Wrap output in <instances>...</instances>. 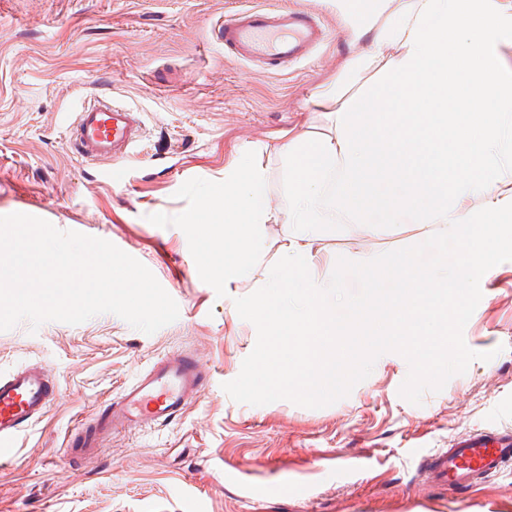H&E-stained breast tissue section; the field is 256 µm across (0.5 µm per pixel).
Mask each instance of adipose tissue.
Returning <instances> with one entry per match:
<instances>
[{
  "label": "adipose tissue",
  "instance_id": "adipose-tissue-1",
  "mask_svg": "<svg viewBox=\"0 0 512 512\" xmlns=\"http://www.w3.org/2000/svg\"><path fill=\"white\" fill-rule=\"evenodd\" d=\"M496 0H336L352 42L365 53L344 60L314 106L364 84L353 111L337 115L336 136H289L277 155L288 204L272 207L269 171L253 149L224 168L200 227L208 267L231 284L261 255L260 227L285 224L291 239L263 293L244 300L239 315L265 334L240 378L248 393H272L304 378L330 390L341 384L326 356L345 325L332 311L342 283L312 273L319 229L338 224L422 225L440 243H463L456 264L437 258L417 270L412 253L394 251L386 266L395 284L372 290L351 306L368 336L388 342L424 319L447 315L450 304L496 252L512 247V67L498 51ZM480 209H471V201ZM306 309L288 308L289 289Z\"/></svg>",
  "mask_w": 512,
  "mask_h": 512
}]
</instances>
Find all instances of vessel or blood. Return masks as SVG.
<instances>
[{"instance_id": "vessel-or-blood-1", "label": "vessel or blood", "mask_w": 512, "mask_h": 512, "mask_svg": "<svg viewBox=\"0 0 512 512\" xmlns=\"http://www.w3.org/2000/svg\"><path fill=\"white\" fill-rule=\"evenodd\" d=\"M217 41L234 57L280 70L306 58L328 37L318 18L305 10L264 6L225 15L214 25ZM141 136L133 110L97 97L91 98L68 128L67 139L77 155L91 161H124ZM205 366L189 353L155 362L123 389L119 400L91 419L81 438L70 442L69 455L90 459L103 438L123 423L138 426L169 424L203 389ZM56 384L39 363L0 376V458L12 450L20 430L39 419L56 394ZM512 464V432L504 439L475 437L455 442L435 453L423 467L430 482H447L465 492Z\"/></svg>"}]
</instances>
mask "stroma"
<instances>
[{
	"instance_id": "35a3bbf8",
	"label": "stroma",
	"mask_w": 512,
	"mask_h": 512,
	"mask_svg": "<svg viewBox=\"0 0 512 512\" xmlns=\"http://www.w3.org/2000/svg\"><path fill=\"white\" fill-rule=\"evenodd\" d=\"M273 3L314 13L328 39L277 73L213 40L221 16ZM360 51L327 0H0V216L112 242L179 307L150 335L111 313L0 331V372L40 363L59 384L0 462V512H427L429 502L449 512L455 492L425 484L421 461L462 436L512 431V248L449 311L433 358L376 345L336 392L293 381L259 396L242 392L239 375L260 331L237 307L278 263L288 230L266 225L260 260L228 288L182 222L245 147L262 151L272 201L284 205L281 135L335 133L331 107L309 97ZM96 95L144 122L120 182L105 181V162L80 159L65 138ZM318 248L339 258L334 272L352 297L368 288L355 256L406 250L423 268L437 255L414 224L354 226ZM181 351L209 372L199 398L168 425L119 430L94 459L70 461L67 439L81 420ZM464 512H512V466L486 479Z\"/></svg>"
}]
</instances>
